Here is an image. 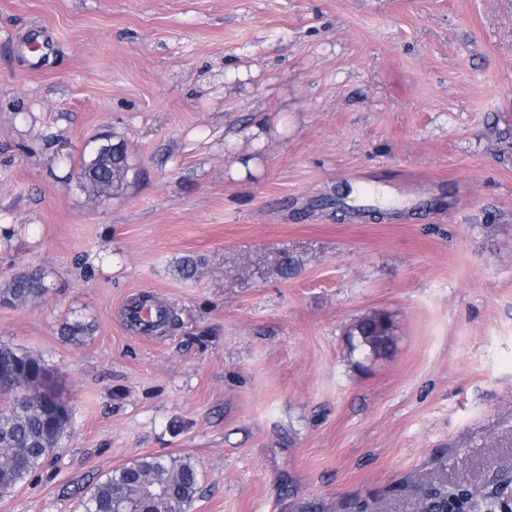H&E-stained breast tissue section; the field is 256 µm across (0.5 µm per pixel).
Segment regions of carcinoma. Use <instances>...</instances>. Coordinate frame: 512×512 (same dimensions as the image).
Here are the masks:
<instances>
[{
    "label": "carcinoma",
    "mask_w": 512,
    "mask_h": 512,
    "mask_svg": "<svg viewBox=\"0 0 512 512\" xmlns=\"http://www.w3.org/2000/svg\"><path fill=\"white\" fill-rule=\"evenodd\" d=\"M131 170L126 156L92 155L83 161L79 178L94 197L120 191ZM47 275L32 269L14 275L0 288V303L19 305L49 293ZM349 354L376 355L393 343L389 320L381 313L359 317L347 331ZM33 370L27 401L19 400L14 377L0 379V496L10 494L36 471L55 448L59 435L49 424L54 407H66L55 374L38 357L0 344V362L10 357ZM165 492L152 497L158 487ZM201 491L200 472L189 455L167 454L136 458L106 474L82 501L83 512H188Z\"/></svg>",
    "instance_id": "obj_1"
}]
</instances>
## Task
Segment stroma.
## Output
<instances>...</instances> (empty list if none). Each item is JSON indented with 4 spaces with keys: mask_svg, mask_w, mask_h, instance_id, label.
Segmentation results:
<instances>
[{
    "mask_svg": "<svg viewBox=\"0 0 512 512\" xmlns=\"http://www.w3.org/2000/svg\"><path fill=\"white\" fill-rule=\"evenodd\" d=\"M108 139L130 183L92 198ZM33 268L0 344L72 418L0 512H82L170 453L188 512L484 501L512 481V0H0V285ZM142 295L174 326L127 321ZM373 312L392 346L350 357ZM47 275L41 269H32L14 275L5 288H0V303L19 305L49 293Z\"/></svg>",
    "mask_w": 512,
    "mask_h": 512,
    "instance_id": "1",
    "label": "stroma"
}]
</instances>
